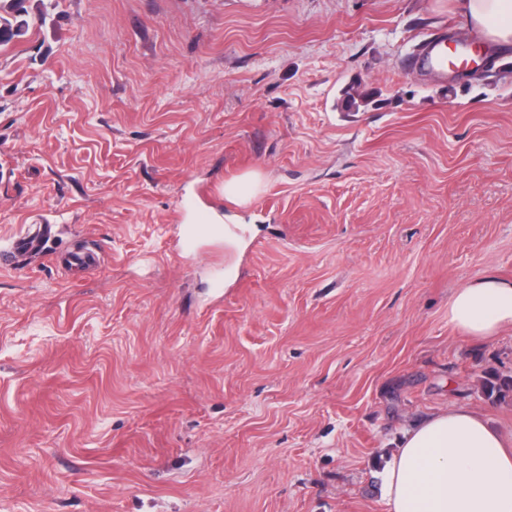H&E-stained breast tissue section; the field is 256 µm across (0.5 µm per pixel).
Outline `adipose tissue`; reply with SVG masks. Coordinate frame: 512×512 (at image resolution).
I'll use <instances>...</instances> for the list:
<instances>
[{
	"label": "adipose tissue",
	"instance_id": "obj_1",
	"mask_svg": "<svg viewBox=\"0 0 512 512\" xmlns=\"http://www.w3.org/2000/svg\"><path fill=\"white\" fill-rule=\"evenodd\" d=\"M468 29L512 47V0H456ZM448 321L465 337L512 328V280L482 274L455 293ZM389 512H512V431L453 404L410 427L388 462Z\"/></svg>",
	"mask_w": 512,
	"mask_h": 512
}]
</instances>
